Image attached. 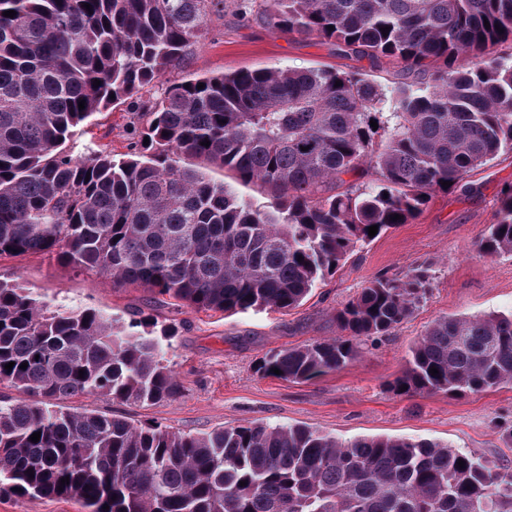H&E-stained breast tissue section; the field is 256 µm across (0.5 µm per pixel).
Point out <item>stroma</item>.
<instances>
[{
    "label": "stroma",
    "mask_w": 512,
    "mask_h": 512,
    "mask_svg": "<svg viewBox=\"0 0 512 512\" xmlns=\"http://www.w3.org/2000/svg\"><path fill=\"white\" fill-rule=\"evenodd\" d=\"M269 7L268 0H224L223 22L165 72L163 83L241 69L326 66L359 71L384 88L402 81L392 64L344 58L317 38L268 25L263 16ZM134 109L129 100L109 106L78 128L71 145L126 153ZM467 181L469 190L434 193L418 219L374 239L288 311H195L47 254L0 258V279L18 281L56 308H92L124 322L140 314L171 328L166 358L180 382L175 399L146 404L80 397L73 406L193 435L256 422L304 425L343 439L430 440L512 465V385L423 397L398 396L390 388L410 348L436 320L512 313V255L483 257L474 247L494 219L501 189L512 185V152L474 170ZM414 265L428 267L432 277L426 299L390 335L369 338L343 369L301 383L257 373L265 354L337 336L336 310L370 280L402 276Z\"/></svg>",
    "instance_id": "stroma-1"
}]
</instances>
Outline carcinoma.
<instances>
[{
	"label": "carcinoma",
	"instance_id": "carcinoma-1",
	"mask_svg": "<svg viewBox=\"0 0 512 512\" xmlns=\"http://www.w3.org/2000/svg\"><path fill=\"white\" fill-rule=\"evenodd\" d=\"M269 2V25L386 59L405 80L384 89L355 71L266 68L175 82L143 106L146 126L116 158L65 143L154 86L224 20V0H0V257L54 255L196 310L288 311L372 241L368 227L415 221L434 193L466 189L470 172L512 152V61L491 56L512 42V0ZM203 163L274 202L240 198ZM475 247L512 255V186ZM430 288L422 267L376 277L336 311L340 335L272 352L257 372L305 382L339 371ZM156 327L53 310L0 281V383L27 395L0 399V496L66 497L85 512H512V467L446 444L251 422L191 435L62 405L175 398ZM505 384L512 313L435 321L392 390Z\"/></svg>",
	"mask_w": 512,
	"mask_h": 512
}]
</instances>
